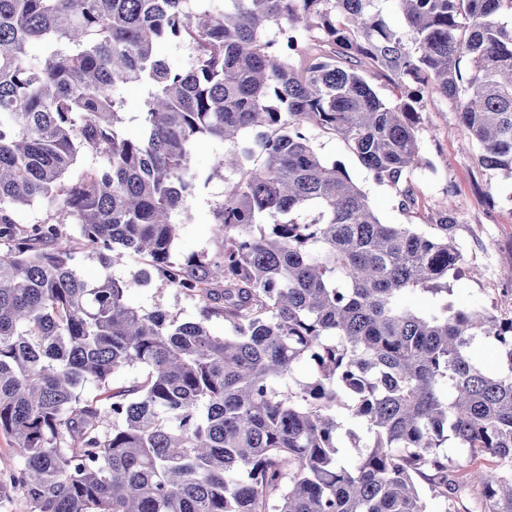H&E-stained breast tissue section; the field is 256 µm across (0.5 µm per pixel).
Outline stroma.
Instances as JSON below:
<instances>
[{"label": "stroma", "instance_id": "stroma-1", "mask_svg": "<svg viewBox=\"0 0 512 512\" xmlns=\"http://www.w3.org/2000/svg\"><path fill=\"white\" fill-rule=\"evenodd\" d=\"M424 161L408 181L415 203L402 208L395 188L377 182L345 145L332 135L314 134L317 153L340 166L366 194L382 223L410 224L428 232L443 214H450L451 235L462 252L458 274L449 276V300L493 309L512 316V283L504 274L512 270V177L485 168L477 144L463 134L457 113L449 100L425 99L418 131ZM222 145L203 138L192 153V170L200 180L197 195L189 200L187 214L176 215L179 225L172 257L181 260L193 253L212 252L219 245L213 208L224 197V183L208 174ZM128 301L147 310L162 309L179 320L195 319L198 304L176 289L151 283L130 288Z\"/></svg>", "mask_w": 512, "mask_h": 512}]
</instances>
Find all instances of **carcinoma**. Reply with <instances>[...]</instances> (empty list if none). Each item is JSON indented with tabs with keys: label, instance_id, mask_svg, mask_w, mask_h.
Instances as JSON below:
<instances>
[{
	"label": "carcinoma",
	"instance_id": "obj_1",
	"mask_svg": "<svg viewBox=\"0 0 512 512\" xmlns=\"http://www.w3.org/2000/svg\"><path fill=\"white\" fill-rule=\"evenodd\" d=\"M430 95L512 174V0H0V434L17 458L0 512H459L470 486L512 512V318L448 301L450 217L382 223L312 141L337 137L407 208ZM200 138L234 175L220 246L174 261ZM38 200L57 217L21 222ZM130 251L149 258L130 281L80 273ZM153 281L199 316L129 304ZM416 291L437 306L404 303ZM123 369L144 374L117 384ZM122 95L125 99V112L123 129L126 132L135 134L140 130V107L143 99L141 88L130 86L123 90Z\"/></svg>",
	"mask_w": 512,
	"mask_h": 512
}]
</instances>
